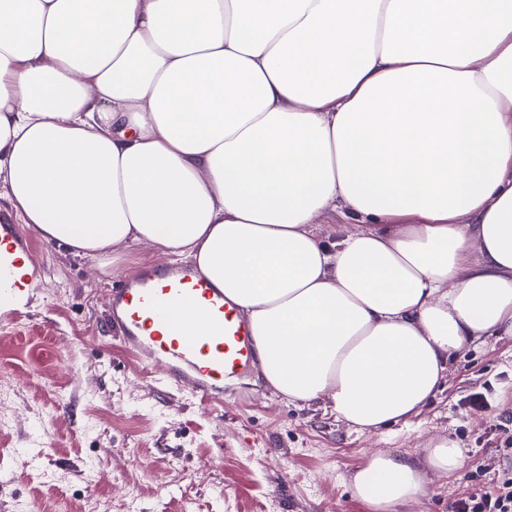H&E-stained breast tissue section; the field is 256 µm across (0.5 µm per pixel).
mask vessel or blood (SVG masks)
I'll return each instance as SVG.
<instances>
[{
	"label": "vessel or blood",
	"instance_id": "1",
	"mask_svg": "<svg viewBox=\"0 0 512 512\" xmlns=\"http://www.w3.org/2000/svg\"><path fill=\"white\" fill-rule=\"evenodd\" d=\"M27 256L15 225L0 221V286L15 294L36 287L40 270ZM107 322L143 364L162 365L164 382H191L203 397L223 395L225 382L257 361L248 322L189 264L113 282Z\"/></svg>",
	"mask_w": 512,
	"mask_h": 512
}]
</instances>
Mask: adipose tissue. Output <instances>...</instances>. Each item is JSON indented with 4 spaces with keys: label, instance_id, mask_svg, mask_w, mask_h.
I'll return each instance as SVG.
<instances>
[{
    "label": "adipose tissue",
    "instance_id": "ef3b65f1",
    "mask_svg": "<svg viewBox=\"0 0 512 512\" xmlns=\"http://www.w3.org/2000/svg\"><path fill=\"white\" fill-rule=\"evenodd\" d=\"M0 193L74 254L191 260L288 401L407 419L512 336V0H0ZM462 465L350 485L397 512Z\"/></svg>",
    "mask_w": 512,
    "mask_h": 512
}]
</instances>
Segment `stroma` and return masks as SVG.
Returning a JSON list of instances; mask_svg holds the SVG:
<instances>
[{
    "instance_id": "obj_1",
    "label": "stroma",
    "mask_w": 512,
    "mask_h": 512,
    "mask_svg": "<svg viewBox=\"0 0 512 512\" xmlns=\"http://www.w3.org/2000/svg\"><path fill=\"white\" fill-rule=\"evenodd\" d=\"M42 283L0 327V512H80L86 493L112 512H372L347 477L374 452L422 454L430 436L464 450L455 478L430 476L399 512H448L498 474L493 424L512 421V337L488 336L450 361L435 396L407 422L358 432L277 395L260 368L210 404L166 386L105 323L115 278L169 261L132 244L76 256L28 233ZM484 393L487 407L470 403ZM51 454H42L44 442Z\"/></svg>"
}]
</instances>
